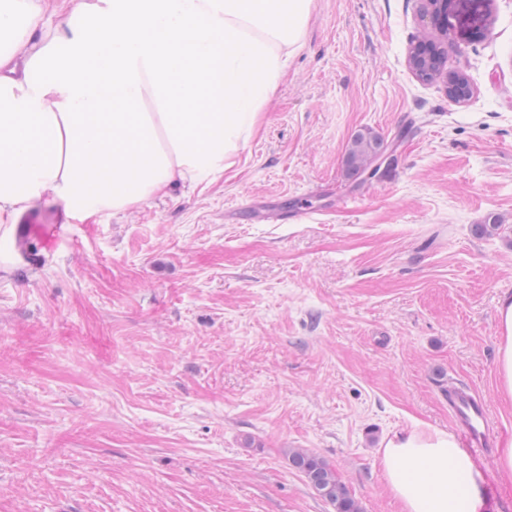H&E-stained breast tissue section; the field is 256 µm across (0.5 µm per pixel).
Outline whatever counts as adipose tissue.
Here are the masks:
<instances>
[{
  "mask_svg": "<svg viewBox=\"0 0 512 512\" xmlns=\"http://www.w3.org/2000/svg\"><path fill=\"white\" fill-rule=\"evenodd\" d=\"M312 0H0V231L50 194L69 216L120 214L213 183L255 135ZM512 403V297L497 308ZM402 512H482L484 472L455 436L416 428L382 450Z\"/></svg>",
  "mask_w": 512,
  "mask_h": 512,
  "instance_id": "ef3b65f1",
  "label": "adipose tissue"
}]
</instances>
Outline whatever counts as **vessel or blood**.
I'll use <instances>...</instances> for the list:
<instances>
[{
  "label": "vessel or blood",
  "instance_id": "obj_1",
  "mask_svg": "<svg viewBox=\"0 0 512 512\" xmlns=\"http://www.w3.org/2000/svg\"><path fill=\"white\" fill-rule=\"evenodd\" d=\"M458 438L469 450L489 453L493 437L488 425L489 407L470 388L458 387L450 403Z\"/></svg>",
  "mask_w": 512,
  "mask_h": 512
}]
</instances>
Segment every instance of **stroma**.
I'll return each instance as SVG.
<instances>
[{
    "label": "stroma",
    "instance_id": "stroma-1",
    "mask_svg": "<svg viewBox=\"0 0 512 512\" xmlns=\"http://www.w3.org/2000/svg\"><path fill=\"white\" fill-rule=\"evenodd\" d=\"M424 0H313L257 134L209 186L0 238V512H334L288 461L325 459L361 512H402L380 450L450 431L448 384L497 391L512 297V0H454L444 69ZM394 149L353 183L351 140ZM306 208L293 221L287 212ZM505 225L475 232L488 214ZM445 56V48L443 46L435 44L431 39L418 40L412 47L409 62L415 70L419 73L422 70L423 59H429L434 62L442 63Z\"/></svg>",
    "mask_w": 512,
    "mask_h": 512
}]
</instances>
